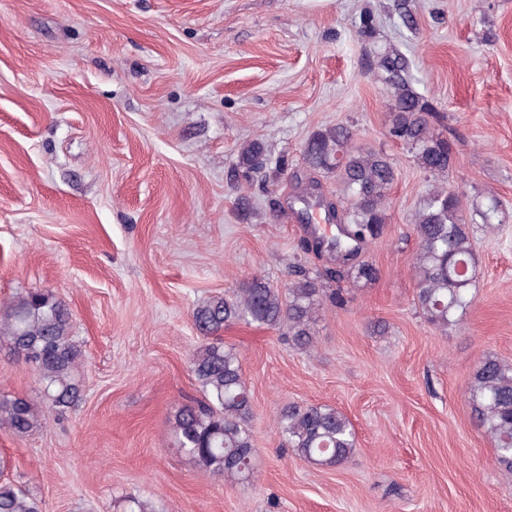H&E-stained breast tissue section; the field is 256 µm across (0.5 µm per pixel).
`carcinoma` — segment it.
Wrapping results in <instances>:
<instances>
[{"label": "carcinoma", "instance_id": "1", "mask_svg": "<svg viewBox=\"0 0 512 512\" xmlns=\"http://www.w3.org/2000/svg\"><path fill=\"white\" fill-rule=\"evenodd\" d=\"M384 73L392 119L389 137L406 146L417 166L437 181L409 218L417 239L413 259L418 308L436 330L448 332L463 322L472 301L477 259L470 223L458 196L440 184L448 178L454 154L447 139L435 133L434 108L411 87L409 61L394 51L377 61ZM304 169L334 172L343 197L332 201L313 180L289 201L294 214H305L311 224L319 210L333 211L336 235L324 238L318 250L304 239L300 249L323 256L339 270L311 272L298 264L285 288L254 274L222 296L199 301L192 312L194 326L203 337L214 335L229 323L244 322L284 332L292 343L307 349L316 334L327 290L323 278L371 281L377 269L367 261L348 264L361 245L382 236L387 223L388 191L396 174L390 158L356 142L347 124L315 131L302 150ZM271 164L264 142L253 140L239 150L235 177L238 188L250 187ZM497 200L477 211L482 224L494 229L499 219ZM0 340L31 364L46 395L64 413L81 400L80 367L84 355L71 334V316L55 295L43 290L16 294L0 306ZM192 373L204 401L181 406L175 415L178 450L195 466L219 478L250 481L256 474L255 447L249 428L250 393L238 354L222 342L199 346L191 360ZM468 402L478 426L495 444L497 465L512 473V362L488 356L473 370ZM43 426L37 406L25 397L0 393V427L26 437ZM277 427L288 447L310 465L337 466L357 447L356 433L347 416L328 405L291 403L280 411ZM0 512H43L40 500L22 486L0 479Z\"/></svg>", "mask_w": 512, "mask_h": 512}]
</instances>
